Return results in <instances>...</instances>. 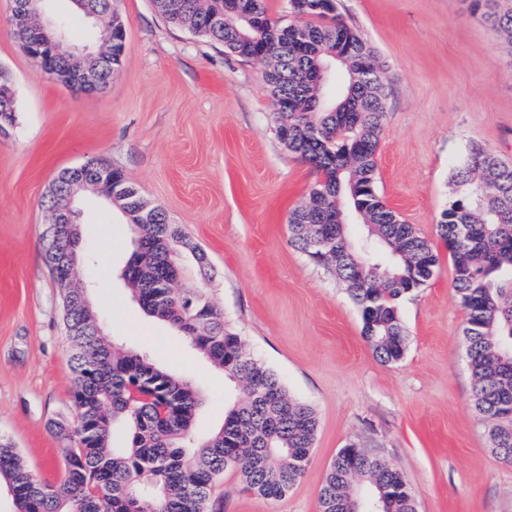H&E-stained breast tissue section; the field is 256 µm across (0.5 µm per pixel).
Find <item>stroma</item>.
I'll list each match as a JSON object with an SVG mask.
<instances>
[{"instance_id":"35a3bbf8","label":"stroma","mask_w":512,"mask_h":512,"mask_svg":"<svg viewBox=\"0 0 512 512\" xmlns=\"http://www.w3.org/2000/svg\"><path fill=\"white\" fill-rule=\"evenodd\" d=\"M391 77L390 117L378 151V190L440 256L434 277L400 304L407 350L381 363L362 336L344 284L288 241V215L314 174L277 140L265 66L167 24L152 0H119L123 61L109 84L77 92L17 48L0 0V70L12 81L15 121L0 136V436L40 480L60 484L70 444L55 421L74 419L63 291L44 261L42 200L57 174L97 157L122 170L203 250L201 286L247 351L319 425L304 478L270 500L225 470L214 512H320L338 452L357 445L407 478L418 512H512V466L488 446L471 406L464 312L435 224L453 199L451 175L471 143L512 163V46L474 14L472 0H337ZM80 277L106 334L195 384L194 434L219 428L229 387L132 300L122 270L134 249L126 218L94 189L80 191Z\"/></svg>"}]
</instances>
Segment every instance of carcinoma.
Wrapping results in <instances>:
<instances>
[{"instance_id":"obj_1","label":"carcinoma","mask_w":512,"mask_h":512,"mask_svg":"<svg viewBox=\"0 0 512 512\" xmlns=\"http://www.w3.org/2000/svg\"><path fill=\"white\" fill-rule=\"evenodd\" d=\"M113 0H86L94 22L111 16ZM174 26H187L244 60L267 63L265 81L276 106L280 144L315 170L308 199L288 218L291 245L346 285L362 318V335L383 363L401 360L406 336L399 302L429 281L439 256L415 227L404 222L377 189V156L389 120L390 77L376 48L336 13L334 0H288L297 22L270 16L264 0H153ZM473 10L512 38V0H474ZM215 16L219 26L211 24ZM332 64L341 76L326 107L319 70ZM454 200L436 233L448 250L454 288L465 311L462 342L473 377L472 403L488 423V446L512 466V165L490 147L473 143L452 173ZM135 235L122 278L148 315L167 323L186 345L224 370L234 390L224 422L198 439L195 415L202 405L194 385L126 349L98 325L85 289L67 278L64 323L74 374L76 420L67 434L65 478L39 480L14 446L0 439V480L15 512H210V496L224 470L240 471L244 490L268 499L285 496L305 474L296 461L310 457L318 418L289 397L277 374L247 352L224 314L180 283L178 258L188 252L201 277L209 262L187 243L163 208L144 210L130 186L112 198ZM45 260L53 265L76 251L81 230L50 234ZM129 443L112 446L115 426ZM339 455L320 491L321 512H353L366 494L380 512H415L406 477L397 469Z\"/></svg>"}]
</instances>
